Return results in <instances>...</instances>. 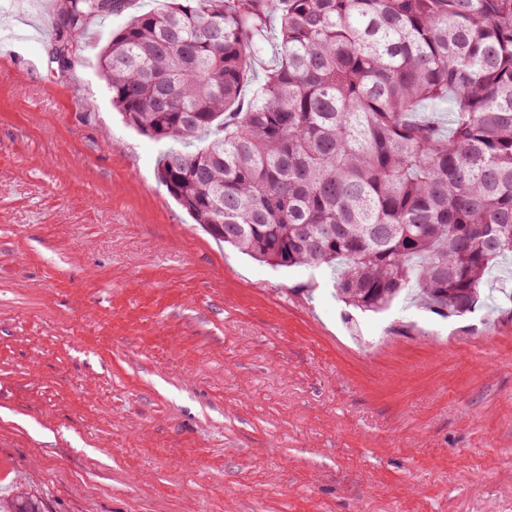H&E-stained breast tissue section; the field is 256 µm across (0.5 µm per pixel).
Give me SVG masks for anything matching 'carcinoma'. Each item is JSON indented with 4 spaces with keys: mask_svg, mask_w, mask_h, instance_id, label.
<instances>
[{
    "mask_svg": "<svg viewBox=\"0 0 512 512\" xmlns=\"http://www.w3.org/2000/svg\"><path fill=\"white\" fill-rule=\"evenodd\" d=\"M106 16L63 0L60 70ZM96 68L167 144L157 179L196 223L271 266L335 270L349 306L414 290L461 316L512 262V0H169Z\"/></svg>",
    "mask_w": 512,
    "mask_h": 512,
    "instance_id": "carcinoma-1",
    "label": "carcinoma"
}]
</instances>
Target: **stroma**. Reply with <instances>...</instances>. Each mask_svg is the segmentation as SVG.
I'll list each match as a JSON object with an SVG mask.
<instances>
[{
  "instance_id": "stroma-1",
  "label": "stroma",
  "mask_w": 512,
  "mask_h": 512,
  "mask_svg": "<svg viewBox=\"0 0 512 512\" xmlns=\"http://www.w3.org/2000/svg\"><path fill=\"white\" fill-rule=\"evenodd\" d=\"M67 72L61 0H0V503L45 512H512V271L446 317L363 312L330 270L223 246L162 144Z\"/></svg>"
}]
</instances>
